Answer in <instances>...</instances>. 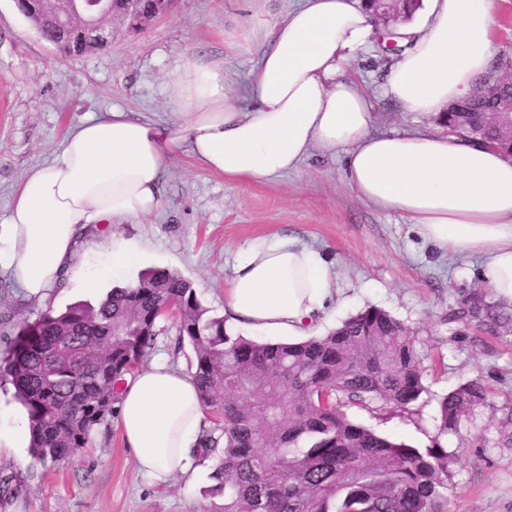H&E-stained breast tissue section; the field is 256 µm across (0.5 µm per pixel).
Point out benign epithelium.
I'll use <instances>...</instances> for the list:
<instances>
[{
    "label": "benign epithelium",
    "mask_w": 512,
    "mask_h": 512,
    "mask_svg": "<svg viewBox=\"0 0 512 512\" xmlns=\"http://www.w3.org/2000/svg\"><path fill=\"white\" fill-rule=\"evenodd\" d=\"M123 15L133 18L135 25L165 11L171 0H152L153 8L147 17L137 16V0H124ZM114 0H16L18 8L31 17H42L63 35L62 43L80 47L104 48L112 44V25L109 19L116 14ZM380 8L372 12L375 22L387 26L397 18L401 0H377ZM476 98H488L493 106L488 114L495 117L499 127L512 133V58H502L500 70L493 76L478 81L471 92Z\"/></svg>",
    "instance_id": "7a95c632"
}]
</instances>
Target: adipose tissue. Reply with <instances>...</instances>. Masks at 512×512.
<instances>
[{"label": "adipose tissue", "mask_w": 512, "mask_h": 512, "mask_svg": "<svg viewBox=\"0 0 512 512\" xmlns=\"http://www.w3.org/2000/svg\"><path fill=\"white\" fill-rule=\"evenodd\" d=\"M495 27L494 0H422L380 97L404 112L440 113L487 71ZM376 37L361 0H292L251 69L249 109L225 96L223 60L192 55L169 87L173 120L116 108L75 125L18 185L0 222V271L46 302L50 289L86 278L80 228L155 211L172 159L248 183L298 170L317 151L342 157L361 201L406 217L440 247L482 255L481 284L512 305V157L460 135L379 130L372 100L348 74ZM332 277L318 249L258 236L236 252L224 309L243 330L304 336L326 311ZM204 420L193 378L168 358L126 375L117 423L139 472L163 480L192 471Z\"/></svg>", "instance_id": "adipose-tissue-1"}]
</instances>
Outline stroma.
<instances>
[{"mask_svg": "<svg viewBox=\"0 0 512 512\" xmlns=\"http://www.w3.org/2000/svg\"><path fill=\"white\" fill-rule=\"evenodd\" d=\"M287 8L288 0H172L143 29L113 17L110 46L68 57L43 40L14 0H0V221L9 216L22 178L49 161L79 122L115 108L170 120L167 87L190 53L223 59L225 94L249 108L250 70L266 32ZM267 233L320 249L334 266L330 315L315 333L374 306L401 321L415 341L425 387L419 399L405 411L372 415L353 408L350 416L417 448H447V512H512V445L501 433L512 409V341L447 320L461 295L479 287L482 258L440 249L405 217L360 201L337 157L315 152L299 170L246 184L188 157L174 160L157 211L79 234V257L92 271L105 263L114 241L142 244L138 263L121 277L55 288L40 304L0 273V355L26 325L78 303L97 304L153 267L180 273L210 315L223 317L237 249ZM177 326L175 317L159 319L152 353L190 375L195 353ZM472 380L488 387L486 400L457 432L440 433V399ZM215 463L202 456L189 475L153 481L137 472L111 416L94 427L86 448L60 462L38 461L25 444L0 447V512H202Z\"/></svg>", "mask_w": 512, "mask_h": 512, "instance_id": "1", "label": "stroma"}]
</instances>
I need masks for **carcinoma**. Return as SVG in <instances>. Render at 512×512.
Returning <instances> with one entry per match:
<instances>
[{
	"label": "carcinoma",
	"mask_w": 512,
	"mask_h": 512,
	"mask_svg": "<svg viewBox=\"0 0 512 512\" xmlns=\"http://www.w3.org/2000/svg\"><path fill=\"white\" fill-rule=\"evenodd\" d=\"M467 107L440 119L464 132L477 127L491 144L512 150V139L484 122L487 104ZM167 306L179 310L180 339L194 349L204 406L224 418L221 435L199 440L205 455L224 441L206 492L223 503L209 512H445L444 448L380 436L343 411L406 409L425 391L418 352L400 321L369 308L322 336L258 342L228 333L224 319L207 316L189 281L162 268L112 289L95 307L45 315L0 360V379L27 412L34 457L56 462L87 446L125 376L152 349ZM448 320L512 335V307L484 288L463 295ZM485 398L478 381L448 393L439 402L440 433L457 431Z\"/></svg>",
	"instance_id": "1"
}]
</instances>
